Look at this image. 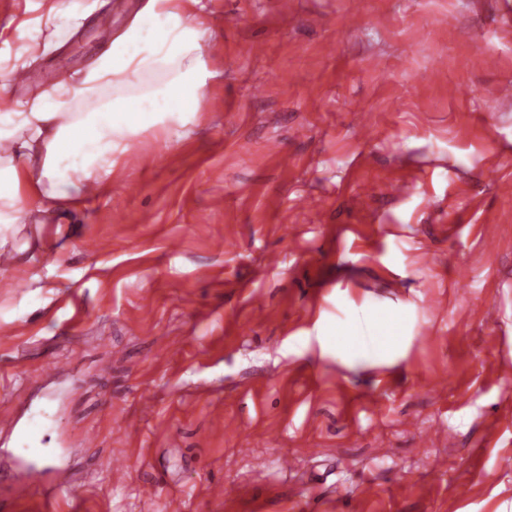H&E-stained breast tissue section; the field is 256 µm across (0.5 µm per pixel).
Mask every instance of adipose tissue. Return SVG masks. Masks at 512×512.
Returning <instances> with one entry per match:
<instances>
[{"mask_svg": "<svg viewBox=\"0 0 512 512\" xmlns=\"http://www.w3.org/2000/svg\"><path fill=\"white\" fill-rule=\"evenodd\" d=\"M201 0H149L75 86H57L28 107L0 113V141L9 145L0 167V247L31 206H80L85 184L104 163L123 155L130 140L182 121L204 96V35L192 19ZM91 99L96 110H73ZM403 322L367 329L353 362L389 367L406 356Z\"/></svg>", "mask_w": 512, "mask_h": 512, "instance_id": "adipose-tissue-1", "label": "adipose tissue"}]
</instances>
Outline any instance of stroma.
Instances as JSON below:
<instances>
[{
    "instance_id": "stroma-1",
    "label": "stroma",
    "mask_w": 512,
    "mask_h": 512,
    "mask_svg": "<svg viewBox=\"0 0 512 512\" xmlns=\"http://www.w3.org/2000/svg\"><path fill=\"white\" fill-rule=\"evenodd\" d=\"M69 2L0 0V69L30 77L12 109L103 53L108 0ZM203 4L192 122L5 246L0 412L62 449L54 512H512V96L488 94L512 0ZM395 314L398 365L337 359ZM48 476L31 459L21 499L0 478V512H39ZM73 484V474L68 465L62 464L52 469L49 480L42 488L44 503L47 507L46 510H51L57 500L71 491Z\"/></svg>"
}]
</instances>
